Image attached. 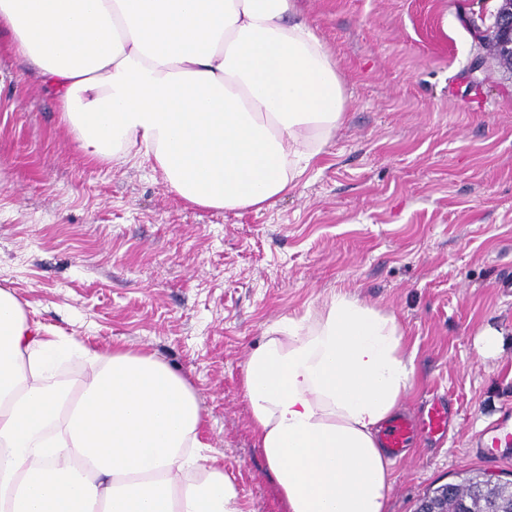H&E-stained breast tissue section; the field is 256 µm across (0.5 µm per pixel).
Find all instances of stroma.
<instances>
[{
	"mask_svg": "<svg viewBox=\"0 0 512 512\" xmlns=\"http://www.w3.org/2000/svg\"><path fill=\"white\" fill-rule=\"evenodd\" d=\"M337 63L344 122L273 207L186 203L150 160H88L53 94L0 32V289L30 319L154 354L194 388L207 457L245 512H282L243 397L268 326L336 290L393 311L414 377L458 411L446 441L392 467L389 512L475 472L512 480V447L476 433L512 408V75L481 70V0H298ZM501 335L498 350L481 335Z\"/></svg>",
	"mask_w": 512,
	"mask_h": 512,
	"instance_id": "1",
	"label": "stroma"
}]
</instances>
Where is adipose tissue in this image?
Wrapping results in <instances>:
<instances>
[{"label":"adipose tissue","instance_id":"ef3b65f1","mask_svg":"<svg viewBox=\"0 0 512 512\" xmlns=\"http://www.w3.org/2000/svg\"><path fill=\"white\" fill-rule=\"evenodd\" d=\"M92 160L150 158L184 201L262 210L344 120L336 61L297 0H0V31ZM0 289V512H244L198 454L204 415L167 362L79 347ZM386 309L336 291L269 327L244 398L283 512H387L381 432L413 376Z\"/></svg>","mask_w":512,"mask_h":512}]
</instances>
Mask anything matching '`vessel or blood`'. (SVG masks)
<instances>
[{"label": "vessel or blood", "mask_w": 512, "mask_h": 512, "mask_svg": "<svg viewBox=\"0 0 512 512\" xmlns=\"http://www.w3.org/2000/svg\"><path fill=\"white\" fill-rule=\"evenodd\" d=\"M455 422V410L444 396H436L429 402L422 416L416 417L408 412H400L385 427L382 434V446L389 456L403 457L416 439L448 437ZM512 445V411L482 434L481 448L489 450Z\"/></svg>", "instance_id": "vessel-or-blood-1"}]
</instances>
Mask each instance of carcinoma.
<instances>
[{
    "mask_svg": "<svg viewBox=\"0 0 512 512\" xmlns=\"http://www.w3.org/2000/svg\"><path fill=\"white\" fill-rule=\"evenodd\" d=\"M428 495L440 498L444 512H489L494 502L512 503V481L492 485L483 474L475 473L448 488L438 486Z\"/></svg>",
    "mask_w": 512,
    "mask_h": 512,
    "instance_id": "carcinoma-1",
    "label": "carcinoma"
}]
</instances>
